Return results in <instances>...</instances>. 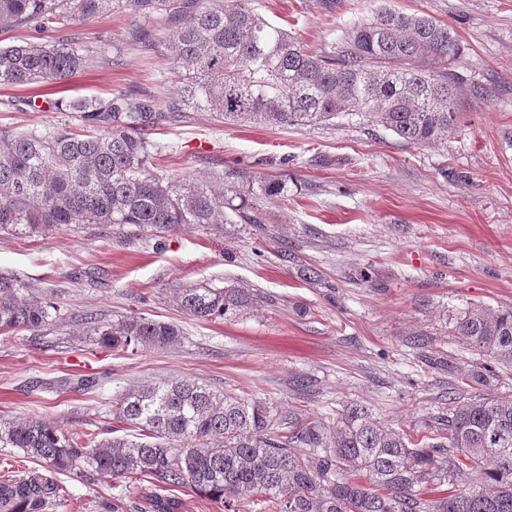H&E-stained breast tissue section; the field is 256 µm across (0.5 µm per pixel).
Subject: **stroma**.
<instances>
[{
  "mask_svg": "<svg viewBox=\"0 0 512 512\" xmlns=\"http://www.w3.org/2000/svg\"><path fill=\"white\" fill-rule=\"evenodd\" d=\"M271 23L313 51L341 40L379 7L448 24L463 56L461 125L447 139L411 145L373 124L344 121L271 129L224 125L207 112L153 133L156 173L196 182L234 169L284 179L288 199L257 200L262 221L216 231L172 226L157 238L132 226L62 224L45 237L0 236V271L17 274L54 311L40 333L0 334V417H37L71 432L112 435V401L133 386L187 379L253 397L280 411L334 422L345 406L410 432L447 413L452 391L483 362L456 320L479 303L512 308V0H256ZM151 31L142 53L136 32ZM165 16L107 11L46 34L77 36L93 68L53 87L0 86V134L81 127L61 102L118 90L176 92ZM484 88L486 98L472 96ZM32 101L18 112L10 102ZM320 270L303 280V267ZM231 282L264 303L224 319L183 314L176 284ZM85 311L176 324L179 342L136 353L74 335ZM93 379L89 390L73 388ZM62 512H147L154 496L177 512H224L186 487L130 477L89 482L57 475Z\"/></svg>",
  "mask_w": 512,
  "mask_h": 512,
  "instance_id": "1",
  "label": "stroma"
}]
</instances>
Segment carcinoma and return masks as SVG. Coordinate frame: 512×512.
Segmentation results:
<instances>
[{"label": "carcinoma", "mask_w": 512, "mask_h": 512, "mask_svg": "<svg viewBox=\"0 0 512 512\" xmlns=\"http://www.w3.org/2000/svg\"><path fill=\"white\" fill-rule=\"evenodd\" d=\"M108 10L140 18L166 14L181 24L170 53L179 87L173 96L118 91L75 99L69 110L97 129L76 134L0 135V233L45 236L61 224L132 225L162 234L174 224L261 223L248 202L288 198L283 181L240 187L173 180L151 170L152 132L184 112L204 111L224 124L314 126L334 119L367 122L413 145L446 136L460 122L461 86L453 70L460 41L431 17L381 8L313 53L247 0H0V23L38 34ZM76 37L26 39L0 48V85L54 83L90 68ZM183 312L215 320L264 302L260 290L234 284L182 285ZM49 305L17 275L0 272V332H39ZM79 333L114 351L160 349L179 341L170 322L126 316H78ZM462 343L485 353L448 415L419 438L346 407L334 424L283 413L189 380L143 385L112 400L122 436L70 432L38 418L0 419V448H16L45 469L0 479V512H54L66 491L51 473L79 470L90 481L132 475L189 487L238 512L254 497L262 512H512V397L487 391L494 364H512V310L475 304L456 321ZM452 483L451 494L422 496Z\"/></svg>", "instance_id": "cac0c4a2"}]
</instances>
